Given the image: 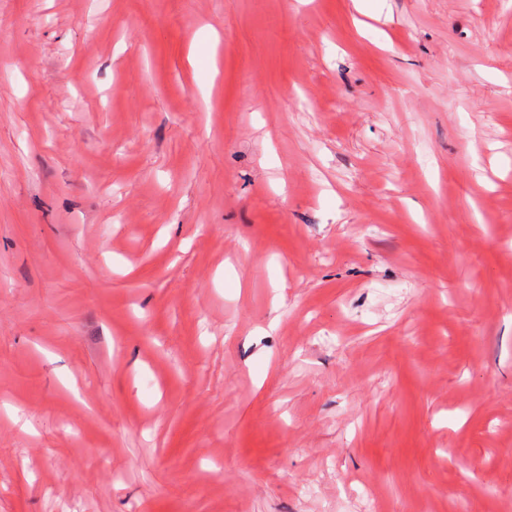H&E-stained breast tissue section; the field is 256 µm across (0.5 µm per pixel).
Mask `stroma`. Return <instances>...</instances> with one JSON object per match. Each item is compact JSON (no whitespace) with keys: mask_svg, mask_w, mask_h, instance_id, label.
<instances>
[{"mask_svg":"<svg viewBox=\"0 0 512 512\" xmlns=\"http://www.w3.org/2000/svg\"><path fill=\"white\" fill-rule=\"evenodd\" d=\"M0 29V512H512V0Z\"/></svg>","mask_w":512,"mask_h":512,"instance_id":"1","label":"stroma"}]
</instances>
